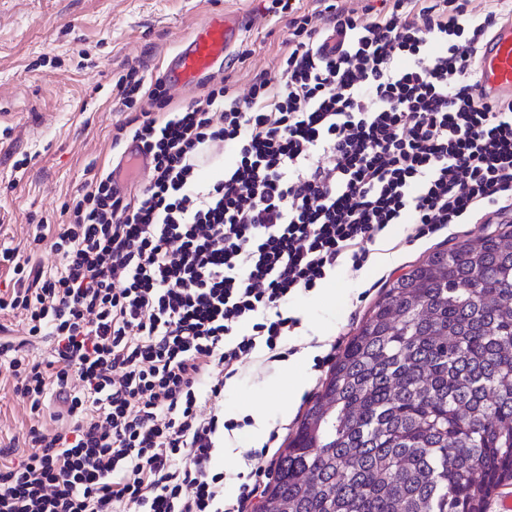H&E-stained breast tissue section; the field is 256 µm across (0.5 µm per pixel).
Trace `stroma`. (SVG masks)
Masks as SVG:
<instances>
[{"label":"stroma","mask_w":512,"mask_h":512,"mask_svg":"<svg viewBox=\"0 0 512 512\" xmlns=\"http://www.w3.org/2000/svg\"><path fill=\"white\" fill-rule=\"evenodd\" d=\"M268 0H0V244L25 248L38 224H59L63 208L85 187L90 171L111 169L117 152L112 131L128 120L112 89L129 68L162 76L166 63L191 27L209 14L240 15L246 33L238 52L242 66L223 76L246 92L255 75L274 79L288 48L287 18L269 13ZM28 157L26 169L14 163ZM492 224H454L448 232L406 243L410 226L389 225L375 252L395 256L406 273L434 249L446 248L477 234L495 232ZM384 268L369 262L356 270L345 265L323 287L342 289L345 298L326 300L322 289L301 291L285 305L298 324L281 344L298 360L309 387L288 418L276 403L287 398L289 378L282 364L259 351L244 360L227 380L217 403L225 419L242 423L252 410L266 413L279 446L314 400L330 368H315V357L344 349L357 326L379 299ZM30 425L22 402L9 385L0 384V441L24 442Z\"/></svg>","instance_id":"obj_1"}]
</instances>
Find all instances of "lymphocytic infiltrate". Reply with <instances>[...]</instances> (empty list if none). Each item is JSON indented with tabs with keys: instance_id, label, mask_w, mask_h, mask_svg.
<instances>
[{
	"instance_id": "f902f5d3",
	"label": "lymphocytic infiltrate",
	"mask_w": 512,
	"mask_h": 512,
	"mask_svg": "<svg viewBox=\"0 0 512 512\" xmlns=\"http://www.w3.org/2000/svg\"><path fill=\"white\" fill-rule=\"evenodd\" d=\"M389 0L384 11L272 0L288 16L280 79L224 84L178 111L137 68L115 97L134 117L112 139L151 157L122 193L94 174L69 221L35 235L47 270L0 249L12 289L0 368L31 419L29 450L0 448V512H246L266 471L225 506L211 460L236 424L214 409L258 349L277 354L296 320L282 309L337 267L362 269L382 231L421 239L471 217L512 214V102L478 93L479 54L512 4ZM334 52H324L327 35ZM167 109L159 117V109ZM234 161L202 179L217 146ZM48 343L44 358L28 349Z\"/></svg>"
}]
</instances>
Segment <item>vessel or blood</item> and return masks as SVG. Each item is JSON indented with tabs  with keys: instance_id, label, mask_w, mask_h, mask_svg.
<instances>
[{
	"instance_id": "vessel-or-blood-1",
	"label": "vessel or blood",
	"mask_w": 512,
	"mask_h": 512,
	"mask_svg": "<svg viewBox=\"0 0 512 512\" xmlns=\"http://www.w3.org/2000/svg\"><path fill=\"white\" fill-rule=\"evenodd\" d=\"M244 31L232 14H214L197 22L170 57L163 79L174 92L214 76L231 64ZM479 93L486 100L512 101V22L499 27L482 48Z\"/></svg>"
}]
</instances>
